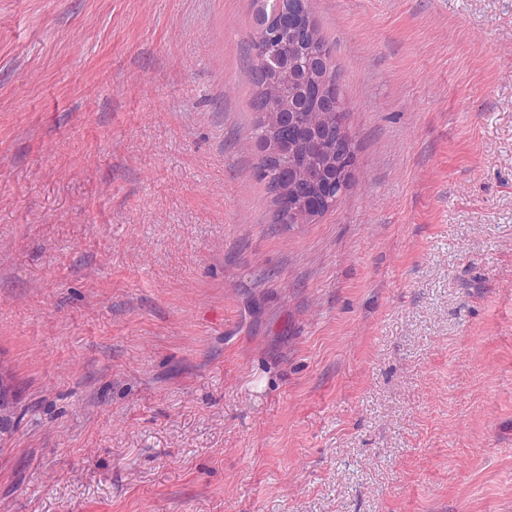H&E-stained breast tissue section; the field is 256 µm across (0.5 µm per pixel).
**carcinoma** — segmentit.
Instances as JSON below:
<instances>
[{"instance_id": "obj_1", "label": "carcinoma", "mask_w": 512, "mask_h": 512, "mask_svg": "<svg viewBox=\"0 0 512 512\" xmlns=\"http://www.w3.org/2000/svg\"><path fill=\"white\" fill-rule=\"evenodd\" d=\"M251 60L259 112L251 132L262 152L259 177L275 193L282 224H307L330 211L324 197L352 181L336 147V124L348 120L326 111L327 85L338 77L323 37L300 42L279 22L286 0H255Z\"/></svg>"}]
</instances>
